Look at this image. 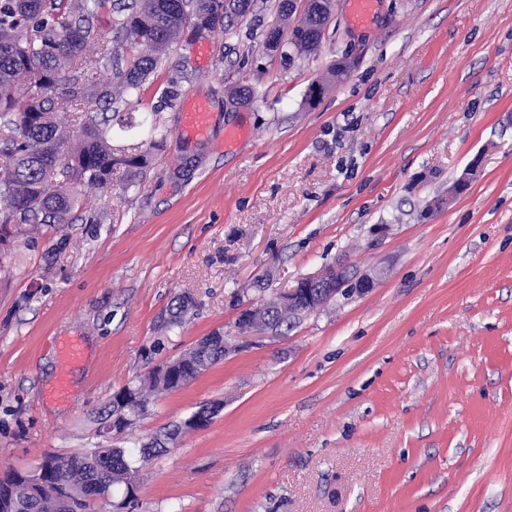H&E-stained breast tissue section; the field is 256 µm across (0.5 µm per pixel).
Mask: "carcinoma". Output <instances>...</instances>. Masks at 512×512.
<instances>
[{"instance_id": "cac0c4a2", "label": "carcinoma", "mask_w": 512, "mask_h": 512, "mask_svg": "<svg viewBox=\"0 0 512 512\" xmlns=\"http://www.w3.org/2000/svg\"><path fill=\"white\" fill-rule=\"evenodd\" d=\"M252 3L237 0L231 12L224 10V0H0V245L25 235L32 224L69 222L76 199L59 191V184L103 188L117 169L133 183L142 181L151 167V151L163 147L169 135L167 126L156 123L147 139L115 146L112 123L128 127L124 113L101 118L94 113L87 117L82 140L65 155L59 152L68 138L62 113L94 100L109 107L140 102L144 86L155 76L161 57L178 42L187 20L197 18L208 23L209 32L228 33ZM296 9L295 0H278V24L264 33L267 50L280 49V23L290 20ZM331 12L332 0H306L288 48L298 55L318 53ZM102 14L113 24L117 46L112 49L97 37L95 22ZM109 64L113 76L100 86L94 75ZM352 66L346 59L333 64L327 79L309 87L308 101H316L327 84L341 80ZM62 82L68 84L66 96H49ZM254 96L248 85L225 89V100L236 107ZM192 303L190 293L180 294L168 323H181ZM267 307L277 328H290L312 312L305 306L290 319L276 302ZM203 341L205 346L178 357L168 372L154 368L112 394L100 423L122 434L147 414L151 396L181 388L224 359L219 334ZM182 433V425L175 424L138 448L46 453L33 469L11 468L0 477V512H90L92 502L108 501L113 486L122 484L131 491L143 465Z\"/></svg>"}]
</instances>
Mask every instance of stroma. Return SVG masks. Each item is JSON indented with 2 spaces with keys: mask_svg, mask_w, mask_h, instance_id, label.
<instances>
[{
  "mask_svg": "<svg viewBox=\"0 0 512 512\" xmlns=\"http://www.w3.org/2000/svg\"><path fill=\"white\" fill-rule=\"evenodd\" d=\"M333 4L311 56L263 48L275 0L232 36L185 34L158 65L177 100L148 88L112 131L118 145L170 127L146 178L66 186L70 222L6 247L0 474L95 447L115 391L217 332L224 360L111 443L220 411L141 470L135 507L117 486L95 512H512V0H378L361 27ZM235 84L258 94L228 111ZM186 97L208 103L207 138L178 134ZM236 126L249 136L225 147ZM341 259L374 288L240 337L243 309ZM185 291L194 306L168 328ZM68 339L81 362L62 360ZM353 66V63L348 60H342L339 61L330 68L329 70V76L327 79H325L322 82L312 84L308 89L307 98L309 102L316 101L321 94L324 92V89L327 84L331 83L332 80H336V82L340 81L344 76H346L351 67ZM319 88V92H317V89Z\"/></svg>",
  "mask_w": 512,
  "mask_h": 512,
  "instance_id": "1",
  "label": "stroma"
}]
</instances>
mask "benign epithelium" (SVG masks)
I'll return each instance as SVG.
<instances>
[{"label":"benign epithelium","instance_id":"7a95c632","mask_svg":"<svg viewBox=\"0 0 512 512\" xmlns=\"http://www.w3.org/2000/svg\"><path fill=\"white\" fill-rule=\"evenodd\" d=\"M346 269V265L339 264L332 273L327 271L320 275L298 279L295 285L280 292L282 305L292 312L296 309L298 302L306 297L314 301L315 306L320 307L337 296L360 294L374 287L373 278L366 276L353 281L345 274ZM251 312L253 317L240 326L241 331L258 334L269 331L270 325L257 313V308H252Z\"/></svg>","mask_w":512,"mask_h":512}]
</instances>
